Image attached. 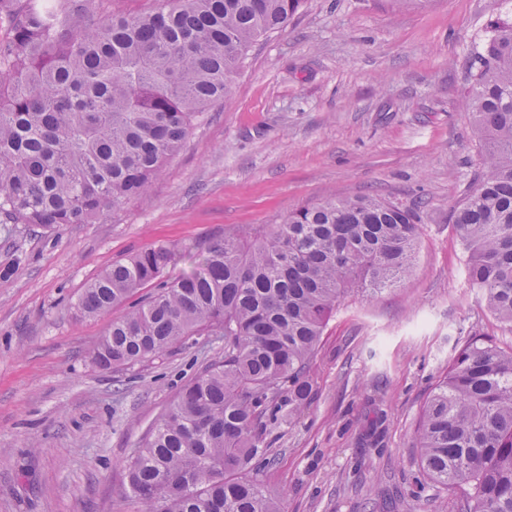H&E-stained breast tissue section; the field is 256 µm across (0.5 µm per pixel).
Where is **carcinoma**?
<instances>
[{
  "instance_id": "carcinoma-1",
  "label": "carcinoma",
  "mask_w": 512,
  "mask_h": 512,
  "mask_svg": "<svg viewBox=\"0 0 512 512\" xmlns=\"http://www.w3.org/2000/svg\"><path fill=\"white\" fill-rule=\"evenodd\" d=\"M0 0V221L91 224L145 193L193 119L227 99L247 48L283 31L302 0ZM465 107L484 155L452 223L467 275L512 326V22L474 61ZM414 206L329 198L281 223L226 234L173 282L177 248H146L103 270L80 310L102 317L138 289L157 292L102 337L94 361L130 366L186 336L224 337V360L180 391L127 461L139 512H285L258 477L263 429L310 397L311 359L348 294L396 285L413 268ZM431 482L467 512H512V348L474 337L425 403L415 432Z\"/></svg>"
}]
</instances>
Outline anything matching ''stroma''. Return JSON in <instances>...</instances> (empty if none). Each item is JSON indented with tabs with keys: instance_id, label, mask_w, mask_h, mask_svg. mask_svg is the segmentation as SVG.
Wrapping results in <instances>:
<instances>
[{
	"instance_id": "1",
	"label": "stroma",
	"mask_w": 512,
	"mask_h": 512,
	"mask_svg": "<svg viewBox=\"0 0 512 512\" xmlns=\"http://www.w3.org/2000/svg\"><path fill=\"white\" fill-rule=\"evenodd\" d=\"M503 0H304L248 50L223 105L200 114L148 191L92 224L0 223V512H137L127 459L180 390L223 361L191 336L160 356L100 369L109 315L81 313L88 281L158 244L187 271L225 231L371 194L417 205L418 254L397 287L347 296L313 360L308 403L264 432L260 479L286 512H461L418 458L423 406L473 335L512 328L466 277L450 215L483 154L465 109L471 61Z\"/></svg>"
}]
</instances>
